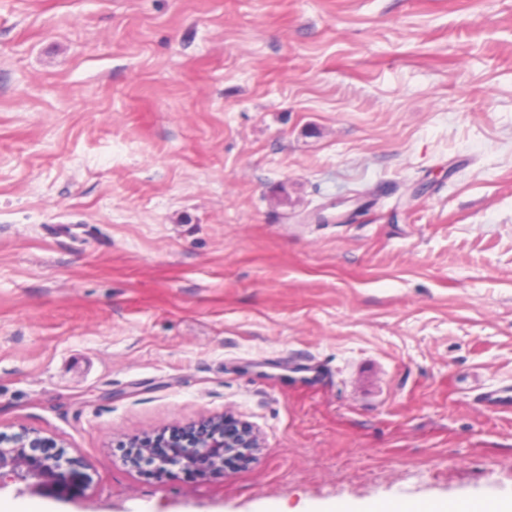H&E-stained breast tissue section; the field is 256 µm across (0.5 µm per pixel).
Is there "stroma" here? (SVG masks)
Listing matches in <instances>:
<instances>
[{"label":"stroma","mask_w":512,"mask_h":512,"mask_svg":"<svg viewBox=\"0 0 512 512\" xmlns=\"http://www.w3.org/2000/svg\"><path fill=\"white\" fill-rule=\"evenodd\" d=\"M508 384L512 0H0V430L80 475L0 512L512 503ZM479 401L486 407L512 412V386L482 392ZM217 423H220L219 427L216 426ZM177 429V435L183 431L191 433L187 438L180 440L185 446L182 450L167 455H159L153 451L152 448H156L157 444L164 447L166 444L174 443L175 440L171 438L173 433L169 438L160 442L155 439L145 441L147 437L140 439L144 441L135 446V448H141L143 454L154 461V463H150L148 460L142 462L150 466L153 474L158 478L171 472L173 468L204 466L209 461L216 460L215 448H224L219 459L224 462L225 455V465H231L247 457V454L239 448H258L257 437L248 426L226 422L224 418L213 421L206 420ZM204 459H207V462L202 464Z\"/></svg>","instance_id":"1"}]
</instances>
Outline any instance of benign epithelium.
I'll list each match as a JSON object with an SVG mask.
<instances>
[{
  "instance_id": "7a95c632",
  "label": "benign epithelium",
  "mask_w": 512,
  "mask_h": 512,
  "mask_svg": "<svg viewBox=\"0 0 512 512\" xmlns=\"http://www.w3.org/2000/svg\"><path fill=\"white\" fill-rule=\"evenodd\" d=\"M187 432L189 436L181 440L184 449L159 455L153 451L157 445L174 442L167 438L162 441H143L137 444L143 454L153 460L150 464L156 477H162L174 468L200 466L202 460L215 459L217 448H256L258 440L252 430L244 424L218 421H203L181 427L178 432ZM35 454L38 457V469L34 477L42 481L45 490L55 494L68 483L69 475L64 465L70 463L66 451L61 449L55 439L41 436L35 432L21 430L7 434L0 432V478L18 475L28 470L27 456Z\"/></svg>"
}]
</instances>
